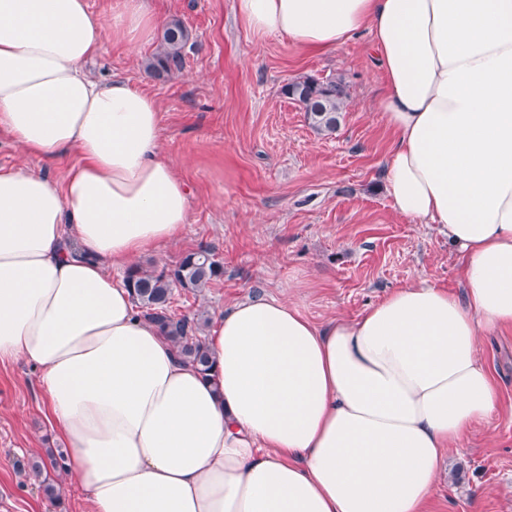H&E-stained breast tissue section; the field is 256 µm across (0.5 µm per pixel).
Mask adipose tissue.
<instances>
[{"mask_svg":"<svg viewBox=\"0 0 512 512\" xmlns=\"http://www.w3.org/2000/svg\"><path fill=\"white\" fill-rule=\"evenodd\" d=\"M253 39L324 55L358 32L387 81L395 211L437 224L457 297L401 286L317 324L253 296L216 314L213 379L139 314L110 267L159 252L189 190L155 98L85 64L162 18L145 0H0V131L62 180L0 166V362L41 370L91 512H426L441 464L501 403L479 338L512 328V0H235Z\"/></svg>","mask_w":512,"mask_h":512,"instance_id":"adipose-tissue-1","label":"adipose tissue"}]
</instances>
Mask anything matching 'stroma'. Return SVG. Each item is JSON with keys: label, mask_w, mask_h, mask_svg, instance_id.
Listing matches in <instances>:
<instances>
[{"label": "stroma", "mask_w": 512, "mask_h": 512, "mask_svg": "<svg viewBox=\"0 0 512 512\" xmlns=\"http://www.w3.org/2000/svg\"><path fill=\"white\" fill-rule=\"evenodd\" d=\"M148 5L190 31L182 70L153 78L145 63L158 40L132 52L115 39L89 72L126 79L156 99L162 153L190 191L182 238L137 265L159 269L208 246L224 266L202 291L175 289L176 314H214L244 296L269 294L321 324L355 318L414 282L463 296L447 236L399 215L384 190L382 162L394 137L378 110L385 82L369 32L313 56L281 38L253 40L234 0ZM302 76L347 84L336 132L318 133L283 94ZM479 354L501 388V408L449 452L427 512H512V328L481 337ZM38 380L24 360L0 363V512H90L71 480L62 481L63 504L54 508L16 466L67 448L43 411Z\"/></svg>", "instance_id": "1"}]
</instances>
